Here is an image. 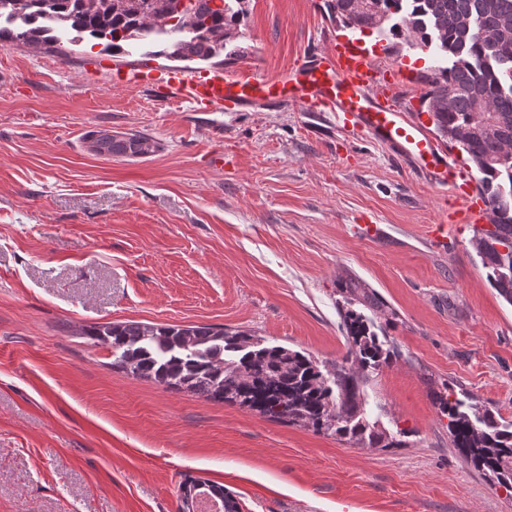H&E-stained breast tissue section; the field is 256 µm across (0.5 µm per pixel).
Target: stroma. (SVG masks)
<instances>
[{"instance_id": "obj_1", "label": "stroma", "mask_w": 512, "mask_h": 512, "mask_svg": "<svg viewBox=\"0 0 512 512\" xmlns=\"http://www.w3.org/2000/svg\"><path fill=\"white\" fill-rule=\"evenodd\" d=\"M242 9L234 67L262 76L347 34L323 0ZM358 39L428 123L433 52L389 31ZM142 63L175 61L104 55L72 31L48 49L0 47V512H179L189 477L224 485L240 512H512V491L454 448L436 404L450 391L512 419V306L451 189L326 112H189L113 86L111 70ZM97 129L161 149L104 159L88 150ZM443 220L444 246L430 235ZM349 278L376 291L375 319L401 353L364 387L398 448H353L133 379L73 332L215 324L330 365L345 352L337 286Z\"/></svg>"}]
</instances>
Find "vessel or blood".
Listing matches in <instances>:
<instances>
[{"instance_id":"vessel-or-blood-1","label":"vessel or blood","mask_w":512,"mask_h":512,"mask_svg":"<svg viewBox=\"0 0 512 512\" xmlns=\"http://www.w3.org/2000/svg\"><path fill=\"white\" fill-rule=\"evenodd\" d=\"M113 83L143 86L164 101L187 104L193 112L289 104L331 113L345 133L369 134L430 182L450 184L463 222L488 221L485 197L475 176L452 166L447 153L424 127L407 118L396 98L394 71L382 67L376 53L355 41L326 40L321 48L304 57L297 70L270 77L230 75L211 68L170 69L156 74L133 67L116 71Z\"/></svg>"}]
</instances>
